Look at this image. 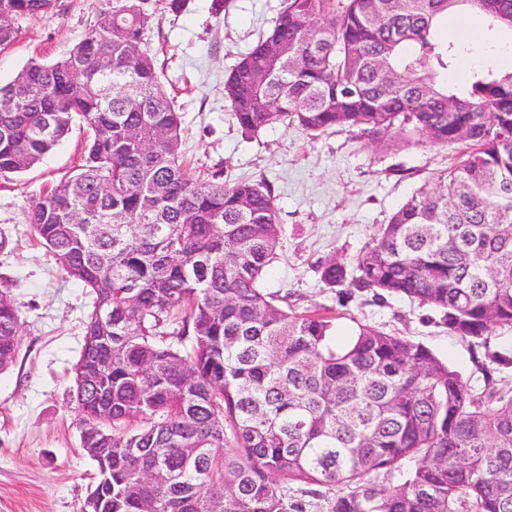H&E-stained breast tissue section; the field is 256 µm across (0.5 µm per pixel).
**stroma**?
Masks as SVG:
<instances>
[{
	"instance_id": "35a3bbf8",
	"label": "stroma",
	"mask_w": 512,
	"mask_h": 512,
	"mask_svg": "<svg viewBox=\"0 0 512 512\" xmlns=\"http://www.w3.org/2000/svg\"><path fill=\"white\" fill-rule=\"evenodd\" d=\"M282 0H188L180 15L151 0L144 46L183 116L182 150L191 167L223 170L226 181L269 183L283 236L268 291L299 313L330 309L340 331L353 322L423 344L474 389L484 387L486 351L512 354V328H495L487 346L449 335L427 307L398 298L342 297L325 287L319 266L331 256L352 262L381 224L425 180L463 152L398 138L384 149L358 128L317 134L276 124L251 138L241 133L224 98V76L274 24ZM112 0H58L53 11L15 19L18 38L0 52V83L33 58L63 59ZM86 127L75 124L43 160L23 173L0 174V282L9 284L20 317V348L0 372V512H83L98 469L80 444V415L72 397V367L83 344L92 303L42 247L26 214L32 201L83 158Z\"/></svg>"
}]
</instances>
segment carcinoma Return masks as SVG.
<instances>
[{"instance_id": "1", "label": "carcinoma", "mask_w": 512, "mask_h": 512, "mask_svg": "<svg viewBox=\"0 0 512 512\" xmlns=\"http://www.w3.org/2000/svg\"><path fill=\"white\" fill-rule=\"evenodd\" d=\"M56 0H0L36 17ZM145 0H113L63 60L0 84V173L43 160L75 121L86 157L27 223L93 296L73 367L84 448L112 464L109 512H305L289 484L342 486L329 512H512V389L476 392L426 346L266 292L282 224L270 186L184 164L182 116L142 48ZM466 10L512 42V0H283L231 69L224 98L245 135L279 123L397 131L467 146L322 282L428 307L487 346L512 327V71L449 83ZM19 315L0 289V371ZM415 460L407 478L369 475Z\"/></svg>"}]
</instances>
